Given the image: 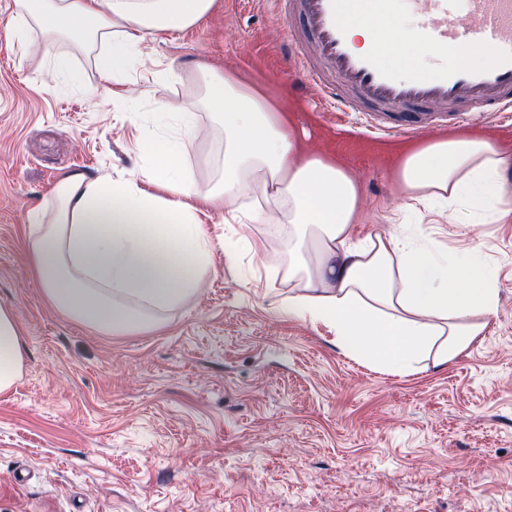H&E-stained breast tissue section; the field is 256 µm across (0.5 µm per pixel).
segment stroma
I'll return each mask as SVG.
<instances>
[{
	"label": "stroma",
	"mask_w": 512,
	"mask_h": 512,
	"mask_svg": "<svg viewBox=\"0 0 512 512\" xmlns=\"http://www.w3.org/2000/svg\"><path fill=\"white\" fill-rule=\"evenodd\" d=\"M272 0H216L172 39L154 37L116 93L94 58L60 44L73 81L19 41L0 0V305L22 328V375L0 393V512H512V220L435 218L440 249L481 245L498 315L445 365L393 376L346 357L325 327L282 310L292 288L288 217L200 214L212 266L197 293L136 334L56 309L29 273L27 208L74 170L115 177L147 163L163 110L195 114L194 188L223 178L224 132L199 99L205 72L287 93L307 146L356 176L357 237L392 231L400 190L376 138L285 73L287 22ZM56 56V57H57Z\"/></svg>",
	"instance_id": "obj_1"
}]
</instances>
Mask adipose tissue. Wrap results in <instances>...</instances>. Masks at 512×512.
Segmentation results:
<instances>
[{"label": "adipose tissue", "instance_id": "ef3b65f1", "mask_svg": "<svg viewBox=\"0 0 512 512\" xmlns=\"http://www.w3.org/2000/svg\"><path fill=\"white\" fill-rule=\"evenodd\" d=\"M215 0H13L14 16L37 29L43 56L59 40L95 52L101 81L120 83L149 37L173 36ZM354 49L388 45L386 60L417 51L415 32L393 19H359ZM204 103L224 128V183L192 188L185 142L194 113H166L147 147L149 163L119 180L77 171L26 213L30 273L56 308L97 330L152 329L160 314L195 294L211 265L200 213L229 209L257 186L269 209L287 213L289 280L302 283L288 316L324 325L346 356L403 376L426 353L448 364L489 329L498 310L495 272L479 249L439 251L424 233L353 236L362 201L352 174L301 151L277 105L233 73L211 78ZM407 220L467 213L472 222L512 217V156L478 137L434 139L393 170ZM25 346L11 308L0 306V393L22 375Z\"/></svg>", "mask_w": 512, "mask_h": 512}]
</instances>
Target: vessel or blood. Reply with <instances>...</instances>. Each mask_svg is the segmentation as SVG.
<instances>
[{
  "mask_svg": "<svg viewBox=\"0 0 512 512\" xmlns=\"http://www.w3.org/2000/svg\"><path fill=\"white\" fill-rule=\"evenodd\" d=\"M288 22V73L340 112H357L372 129L417 134L477 117L512 112V0H276ZM405 9L432 48L485 46L492 61L438 73L389 68L385 44L355 51L348 20Z\"/></svg>",
  "mask_w": 512,
  "mask_h": 512,
  "instance_id": "vessel-or-blood-1",
  "label": "vessel or blood"
}]
</instances>
